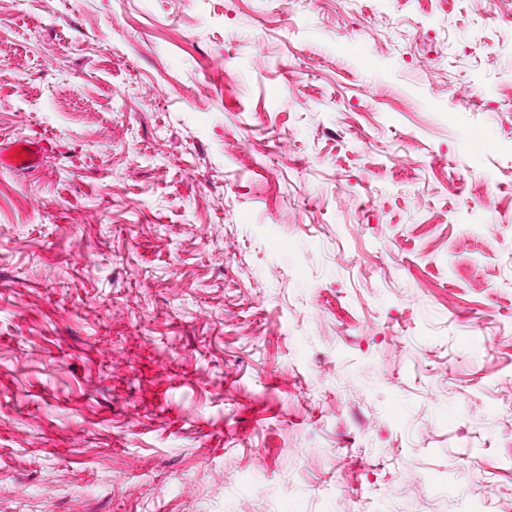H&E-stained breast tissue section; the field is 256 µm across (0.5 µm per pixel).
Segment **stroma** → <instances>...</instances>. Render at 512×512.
I'll return each instance as SVG.
<instances>
[{"label":"stroma","mask_w":512,"mask_h":512,"mask_svg":"<svg viewBox=\"0 0 512 512\" xmlns=\"http://www.w3.org/2000/svg\"><path fill=\"white\" fill-rule=\"evenodd\" d=\"M19 139L0 512H512L486 0H0ZM41 147L36 142L21 141L0 153V168L6 170H30L39 165Z\"/></svg>","instance_id":"1"}]
</instances>
